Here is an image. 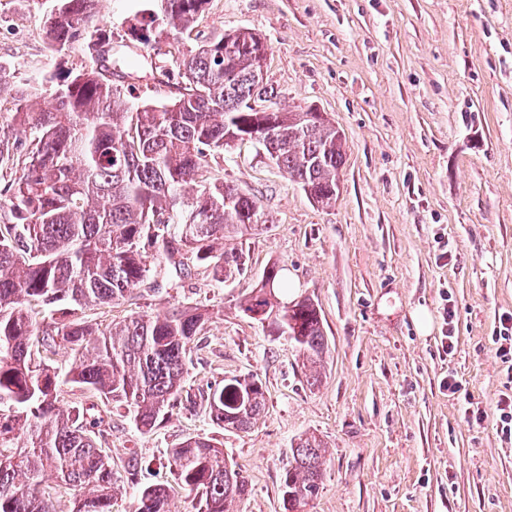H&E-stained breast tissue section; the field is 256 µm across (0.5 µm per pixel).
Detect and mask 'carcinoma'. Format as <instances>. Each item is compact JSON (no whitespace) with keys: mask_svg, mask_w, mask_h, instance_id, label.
Here are the masks:
<instances>
[{"mask_svg":"<svg viewBox=\"0 0 512 512\" xmlns=\"http://www.w3.org/2000/svg\"><path fill=\"white\" fill-rule=\"evenodd\" d=\"M95 0H61L46 34L63 50L87 33ZM167 24L188 28L208 0H166ZM189 51L179 63L184 86L160 106L115 102L118 89L99 69L60 73L52 106L26 99L13 125L26 140L21 174L0 189V512H57L56 488L74 491L72 512H112V464L91 420L66 411V385L126 404L140 430L169 412L188 373V354L206 313L182 306L93 327L78 311L115 305L145 285L151 273L144 246L167 258L183 251L229 276L243 270V251L214 253L229 237L265 226L257 199L238 187L208 183V156L245 133L251 101L268 91L255 79L263 57L253 33L232 32ZM270 160L315 203L336 201L345 140L316 115L275 108V124L259 141ZM284 268L270 267L241 311L296 348L308 383L320 382L328 342L309 297L280 302ZM72 356L62 372L46 354ZM213 422L245 432L266 409L254 376L209 388ZM324 442L310 434L290 448L282 475L286 512H302L324 475ZM168 465L197 500L198 512H234L248 482L213 439L196 435L169 450ZM53 478L55 485L48 484ZM133 512H172L159 485H141Z\"/></svg>","mask_w":512,"mask_h":512,"instance_id":"1","label":"carcinoma"}]
</instances>
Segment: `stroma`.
Returning <instances> with one entry per match:
<instances>
[{
  "mask_svg": "<svg viewBox=\"0 0 512 512\" xmlns=\"http://www.w3.org/2000/svg\"><path fill=\"white\" fill-rule=\"evenodd\" d=\"M59 4L0 0L1 139L13 137L20 95L48 107L55 74L91 65L87 42L48 46ZM156 9L157 0L96 6L121 103L169 101L189 49L248 29L269 47L266 82L280 107L325 113L346 156L339 196L323 207L262 147L231 144L211 157L209 181L256 196L268 216L242 240L243 270L220 281L187 255L179 277L155 256L153 287L84 310L103 324L177 306L208 313L181 402L151 432L124 405L63 388L65 409L104 417L112 512H131L139 484L164 486L173 512H196L167 466L169 448L196 435L222 443L247 477L236 512H284V464L306 434L324 441L326 463L305 512H512V441L497 410L512 399V360L495 339L512 315V0H208L190 29L138 45L131 27ZM275 264L320 309L329 355L319 386L285 337L239 308ZM419 308L431 315L426 335L412 317ZM251 376L263 384L262 417L245 432L216 425L202 392ZM451 377L459 393L448 392ZM466 398L483 420L465 416Z\"/></svg>",
  "mask_w": 512,
  "mask_h": 512,
  "instance_id": "stroma-1",
  "label": "stroma"
}]
</instances>
